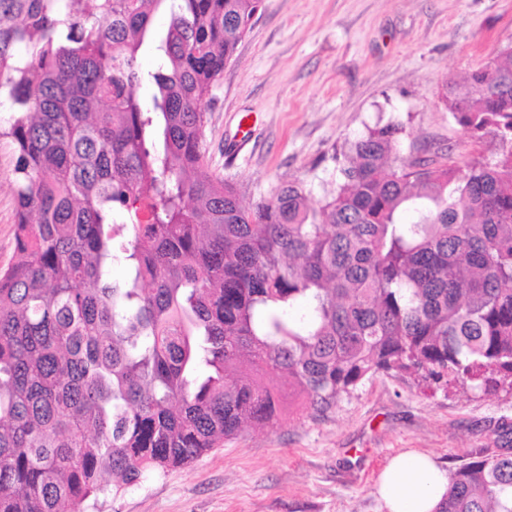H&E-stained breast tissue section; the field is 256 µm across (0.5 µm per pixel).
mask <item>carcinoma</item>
Segmentation results:
<instances>
[{
    "label": "carcinoma",
    "instance_id": "obj_1",
    "mask_svg": "<svg viewBox=\"0 0 512 512\" xmlns=\"http://www.w3.org/2000/svg\"><path fill=\"white\" fill-rule=\"evenodd\" d=\"M263 8L0 0V512H83L266 427L276 376L316 408L381 372L512 385V44L442 96L494 160L401 157L387 124L336 152L322 201L286 179L247 206L205 128ZM436 512H512V448L455 467ZM14 163L12 147L0 142V269L11 266L16 257L15 201L11 188Z\"/></svg>",
    "mask_w": 512,
    "mask_h": 512
}]
</instances>
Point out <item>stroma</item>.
Returning <instances> with one entry per match:
<instances>
[{"label":"stroma","mask_w":512,"mask_h":512,"mask_svg":"<svg viewBox=\"0 0 512 512\" xmlns=\"http://www.w3.org/2000/svg\"><path fill=\"white\" fill-rule=\"evenodd\" d=\"M511 42L512 0H265L209 106L211 167L242 182L246 201L300 179L316 202L336 183L335 149L378 124L399 127L404 157L491 160L492 138L472 144L439 92ZM243 118L252 138L239 151ZM14 163L0 142V269L16 257ZM507 442L512 388L378 374L324 411L300 403L274 426L145 472L87 512H383L376 481L399 452L450 470Z\"/></svg>","instance_id":"stroma-1"}]
</instances>
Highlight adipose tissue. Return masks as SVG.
Returning a JSON list of instances; mask_svg holds the SVG:
<instances>
[{
    "label": "adipose tissue",
    "mask_w": 512,
    "mask_h": 512,
    "mask_svg": "<svg viewBox=\"0 0 512 512\" xmlns=\"http://www.w3.org/2000/svg\"><path fill=\"white\" fill-rule=\"evenodd\" d=\"M447 488V471L412 450L391 458L377 481L387 512H434Z\"/></svg>",
    "instance_id": "adipose-tissue-1"
}]
</instances>
